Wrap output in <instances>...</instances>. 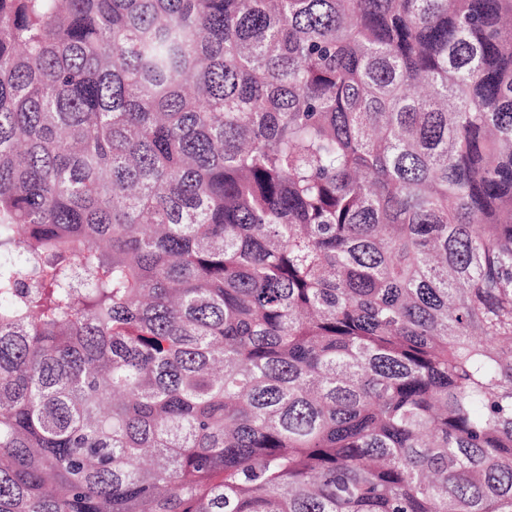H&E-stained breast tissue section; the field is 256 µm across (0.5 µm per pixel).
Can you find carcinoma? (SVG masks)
<instances>
[{
  "label": "carcinoma",
  "mask_w": 512,
  "mask_h": 512,
  "mask_svg": "<svg viewBox=\"0 0 512 512\" xmlns=\"http://www.w3.org/2000/svg\"><path fill=\"white\" fill-rule=\"evenodd\" d=\"M0 512H512V0H0Z\"/></svg>",
  "instance_id": "1"
}]
</instances>
